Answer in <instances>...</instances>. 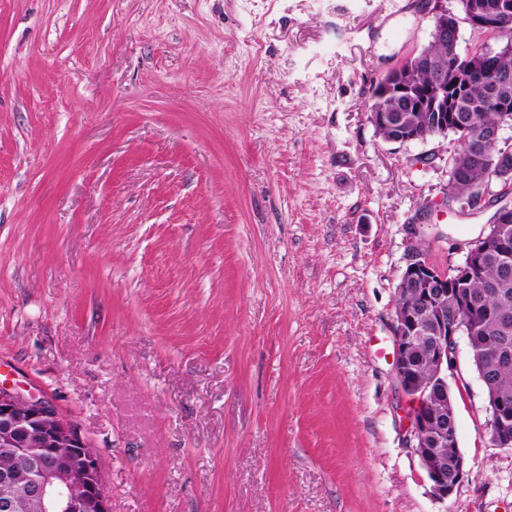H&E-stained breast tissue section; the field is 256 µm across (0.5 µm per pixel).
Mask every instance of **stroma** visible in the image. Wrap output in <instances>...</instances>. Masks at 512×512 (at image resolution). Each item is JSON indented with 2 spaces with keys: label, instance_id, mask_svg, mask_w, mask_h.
<instances>
[{
  "label": "stroma",
  "instance_id": "35a3bbf8",
  "mask_svg": "<svg viewBox=\"0 0 512 512\" xmlns=\"http://www.w3.org/2000/svg\"><path fill=\"white\" fill-rule=\"evenodd\" d=\"M429 0H0V382L96 449L112 512H512L461 351L467 474L406 443L396 289L489 212L452 137L395 144L377 80Z\"/></svg>",
  "mask_w": 512,
  "mask_h": 512
}]
</instances>
